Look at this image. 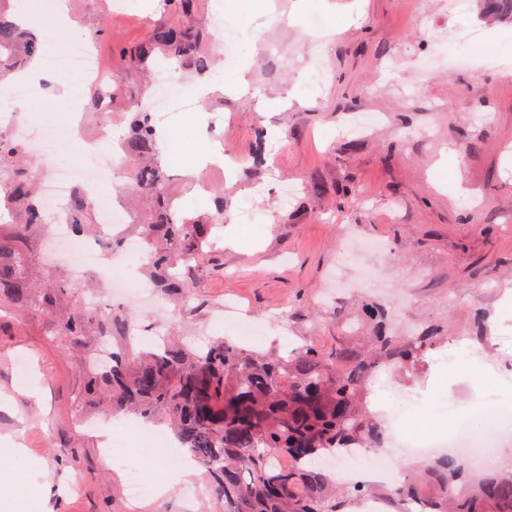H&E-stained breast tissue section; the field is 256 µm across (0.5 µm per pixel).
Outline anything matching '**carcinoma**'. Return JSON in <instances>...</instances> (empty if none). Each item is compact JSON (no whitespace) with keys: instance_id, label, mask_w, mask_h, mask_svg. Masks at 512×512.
I'll use <instances>...</instances> for the list:
<instances>
[{"instance_id":"obj_1","label":"carcinoma","mask_w":512,"mask_h":512,"mask_svg":"<svg viewBox=\"0 0 512 512\" xmlns=\"http://www.w3.org/2000/svg\"><path fill=\"white\" fill-rule=\"evenodd\" d=\"M199 0H163L170 14L190 15ZM199 32L186 26L158 25L149 36L159 47L204 76L210 55L199 50ZM39 51L20 26L0 7V79L22 70ZM125 151L133 160L136 188L156 203L141 225L152 246L151 266L157 286L171 296L188 288L171 270L207 256L208 227L192 222L173 203L169 178L152 158L156 126L150 112L134 113ZM39 175L19 143L0 137V207L23 232L44 224L38 198ZM71 224L81 231L91 222V203L75 196ZM25 255L0 243V300L30 307L53 321L60 336H84L92 329L110 336L103 320L91 312L60 313L57 293L46 288L32 301L34 281L21 275ZM336 337V346L321 350L308 343L293 351L257 353L229 339L215 338L191 349L163 344L135 352L124 341L125 357L92 365L88 393H103L112 407L147 422L171 427L180 449L188 450L204 469L224 512H352L363 496L385 497L392 512H512V469L486 472L476 481L460 460L440 456L415 467H402L390 486L366 481L349 487L336 483L324 457L350 448H379L385 429L368 408L373 376L383 366L415 371L443 337L433 330L414 336L396 334L389 312L371 326Z\"/></svg>"}]
</instances>
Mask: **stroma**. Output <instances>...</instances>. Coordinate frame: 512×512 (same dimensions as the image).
I'll use <instances>...</instances> for the list:
<instances>
[{"mask_svg":"<svg viewBox=\"0 0 512 512\" xmlns=\"http://www.w3.org/2000/svg\"><path fill=\"white\" fill-rule=\"evenodd\" d=\"M124 2L117 16L112 0H69L78 29L42 47L52 54L57 45L92 40L107 67L102 86L118 141L134 112L149 109L148 80L159 70L199 83L160 53L128 56L148 39L139 16L158 23L167 15L159 0ZM274 2L257 40L238 46L234 65L216 59L211 76L224 92L195 96L191 110L169 119L160 158L188 216L214 212L223 198L237 242H214L204 264L179 268L189 298L156 295L154 305L134 310L138 324L199 344L232 338L236 329L220 310L232 297L257 326L247 348L283 353L307 341L328 349L366 310L387 306L393 291L405 297L402 316L413 325L454 336L479 313L488 336H512V57L489 43L490 34H512V21L488 0H464L457 9L451 0H327L313 6L329 20L322 31L308 26L301 0ZM93 19L104 28L96 39L87 27ZM62 81L91 94L78 76H45L39 112L25 123L29 136L64 130L65 105L54 97ZM241 81L248 92L237 91ZM267 100L283 106L264 109ZM363 115L373 124L350 134L349 118ZM207 134L238 158L232 178L185 175V146ZM286 186L296 192L285 201ZM348 236L379 239L386 252L340 253ZM5 238L27 252L38 282L68 280L49 237L18 235L4 214ZM367 265L381 276L358 285ZM98 344L97 336L64 337L41 314L0 304V448L14 439L24 449L0 475V512L24 503L29 512H183L192 487L200 493L194 512H222L203 470L173 481L175 450L143 451L135 437L137 465L162 490L129 507L124 477L100 454L99 435L79 426L116 421L106 397L85 392ZM481 348L471 340L450 357L429 351L412 375L381 368L371 410L396 416L404 433L424 440L455 432L459 412L476 404L480 413L468 426L483 431L497 403L512 402V376H482L493 362L479 357ZM31 387L39 397L28 396Z\"/></svg>","mask_w":512,"mask_h":512,"instance_id":"35a3bbf8","label":"stroma"}]
</instances>
